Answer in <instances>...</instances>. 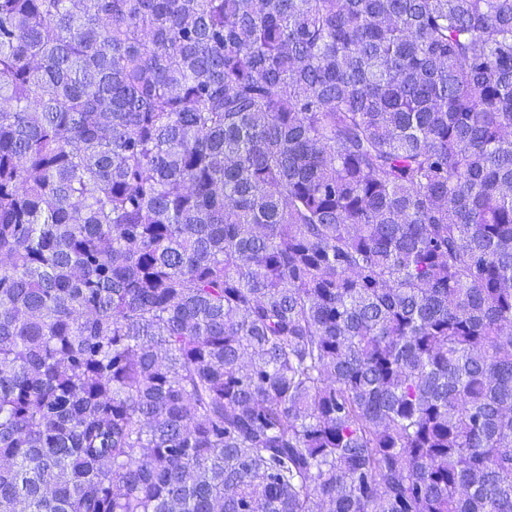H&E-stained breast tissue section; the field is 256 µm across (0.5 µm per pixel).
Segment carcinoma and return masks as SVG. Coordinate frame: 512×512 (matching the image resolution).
Masks as SVG:
<instances>
[{
  "instance_id": "1",
  "label": "carcinoma",
  "mask_w": 512,
  "mask_h": 512,
  "mask_svg": "<svg viewBox=\"0 0 512 512\" xmlns=\"http://www.w3.org/2000/svg\"><path fill=\"white\" fill-rule=\"evenodd\" d=\"M0 512H512V0H0Z\"/></svg>"
}]
</instances>
